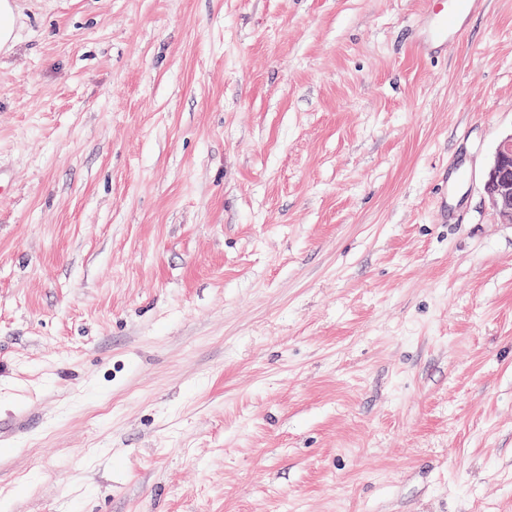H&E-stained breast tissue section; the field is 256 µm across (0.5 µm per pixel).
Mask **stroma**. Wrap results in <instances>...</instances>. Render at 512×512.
Here are the masks:
<instances>
[{"label": "stroma", "instance_id": "35a3bbf8", "mask_svg": "<svg viewBox=\"0 0 512 512\" xmlns=\"http://www.w3.org/2000/svg\"><path fill=\"white\" fill-rule=\"evenodd\" d=\"M14 7L0 512H512V0ZM456 16L455 13L448 14L444 6L436 11L425 34L413 47L416 53L422 55L433 49L435 44L452 47L454 41L448 40V32L453 30L456 34L461 35L460 28L457 27ZM484 193L491 209L505 224H512V133L503 137L484 175Z\"/></svg>", "mask_w": 512, "mask_h": 512}]
</instances>
